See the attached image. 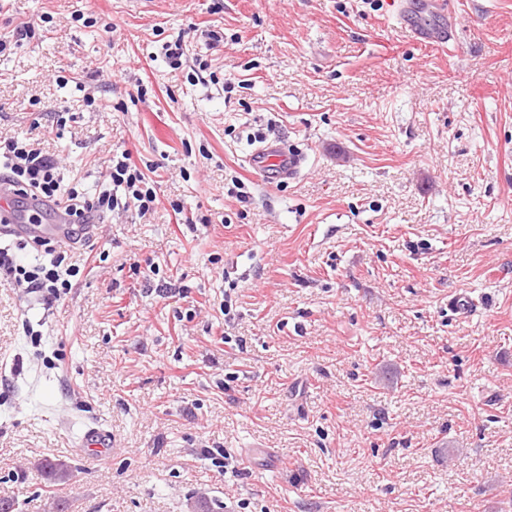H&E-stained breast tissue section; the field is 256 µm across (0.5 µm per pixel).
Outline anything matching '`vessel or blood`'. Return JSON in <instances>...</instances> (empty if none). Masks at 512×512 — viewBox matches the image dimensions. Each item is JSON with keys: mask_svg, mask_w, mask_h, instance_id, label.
I'll use <instances>...</instances> for the list:
<instances>
[{"mask_svg": "<svg viewBox=\"0 0 512 512\" xmlns=\"http://www.w3.org/2000/svg\"><path fill=\"white\" fill-rule=\"evenodd\" d=\"M393 20L407 29L419 45H445L456 40L457 30L448 19L446 0H391ZM249 165L268 179H289L301 170L304 157L294 150L266 145L255 150ZM80 445L90 456L98 457L112 448L109 433L97 426H86L80 436Z\"/></svg>", "mask_w": 512, "mask_h": 512, "instance_id": "1", "label": "vessel or blood"}]
</instances>
